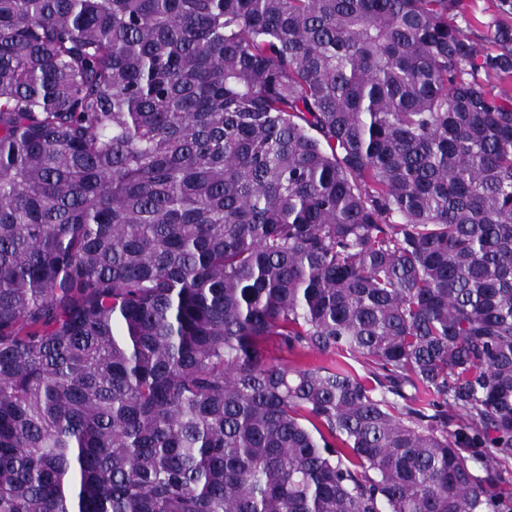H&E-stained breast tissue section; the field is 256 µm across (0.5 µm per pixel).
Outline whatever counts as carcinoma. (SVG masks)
I'll list each match as a JSON object with an SVG mask.
<instances>
[{"instance_id":"obj_1","label":"carcinoma","mask_w":512,"mask_h":512,"mask_svg":"<svg viewBox=\"0 0 512 512\" xmlns=\"http://www.w3.org/2000/svg\"><path fill=\"white\" fill-rule=\"evenodd\" d=\"M458 17L0 0V512H512V26ZM268 355L272 358H279L282 362L289 366H304L307 364L319 363L320 359L312 352L304 351L297 354H289L278 348L277 344L269 343L267 345Z\"/></svg>"}]
</instances>
